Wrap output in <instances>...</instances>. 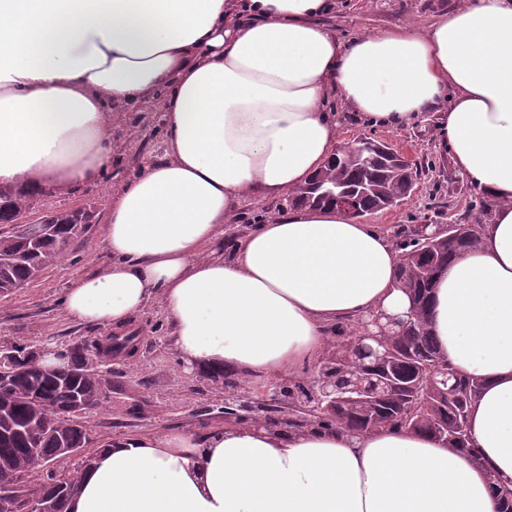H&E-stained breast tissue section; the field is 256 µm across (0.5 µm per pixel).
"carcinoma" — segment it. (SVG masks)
I'll use <instances>...</instances> for the list:
<instances>
[{"label":"carcinoma","instance_id":"cac0c4a2","mask_svg":"<svg viewBox=\"0 0 512 512\" xmlns=\"http://www.w3.org/2000/svg\"><path fill=\"white\" fill-rule=\"evenodd\" d=\"M419 169H407L395 161L379 156L367 163L352 162L341 156L332 157L324 168L305 186L289 195L293 205L334 206L327 187L350 191L358 197L361 214L376 213L389 201L401 203L409 198L410 183L416 182ZM28 208L27 195L15 187H0V294H9L18 286L33 280L37 271L52 268L65 260L70 243L87 233L92 214L85 208L59 211L41 223L21 221ZM53 225L44 233L41 224ZM416 227L410 229L408 248L402 251L399 283L408 289L416 303V317L404 333L383 336L373 345L384 350L396 348L402 355L398 370L403 382L417 376V364L442 357L430 332L426 312L434 280L422 276L423 268L441 273L461 253L478 245L474 225L469 224L461 236L438 234L426 243ZM350 337L343 326H336L335 350L318 365V370L336 377L357 378L366 369L360 363H346V344ZM103 342L109 344L112 356L131 357L140 344L134 331L109 333ZM95 343H82L65 351V360L52 371H42L32 362L34 354L23 342L8 349L15 357L7 386L0 387V481L16 476L42 473L39 484L45 512H66L68 501L79 491L78 472L63 473L44 466L67 457L66 449L85 446V429L65 422V411L71 406L95 409L103 402V385L89 368V349ZM455 392L437 404L409 397L405 389L389 392L372 416L357 407L340 406L330 416V424L349 427L358 432H372L387 427L408 428L432 435L448 430L447 448L465 457L471 464L483 467L485 461L467 432L470 405L479 382L454 375ZM41 394L54 401L48 411H38L32 396ZM490 487L500 505L499 512H512V499L502 494L509 484L493 471H488Z\"/></svg>","mask_w":512,"mask_h":512}]
</instances>
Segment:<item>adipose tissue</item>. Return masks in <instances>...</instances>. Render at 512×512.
<instances>
[{
    "instance_id": "adipose-tissue-1",
    "label": "adipose tissue",
    "mask_w": 512,
    "mask_h": 512,
    "mask_svg": "<svg viewBox=\"0 0 512 512\" xmlns=\"http://www.w3.org/2000/svg\"><path fill=\"white\" fill-rule=\"evenodd\" d=\"M332 9L0 0V185H98L111 110L160 99L165 158L122 179L109 260L60 304L119 329L160 299L184 369L260 383L316 368L338 321L407 311L401 252L379 225L302 206L228 255V216L321 169L339 145L330 100L390 128L433 113L455 169L496 204L428 310L451 368L480 383L469 430L485 467L401 428L172 430L99 449L69 512H498L486 473L512 480V0H464L424 27L347 40L322 22Z\"/></svg>"
}]
</instances>
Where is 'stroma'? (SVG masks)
Returning a JSON list of instances; mask_svg holds the SVG:
<instances>
[{
  "mask_svg": "<svg viewBox=\"0 0 512 512\" xmlns=\"http://www.w3.org/2000/svg\"><path fill=\"white\" fill-rule=\"evenodd\" d=\"M459 0H335L325 23L348 39L413 24L454 9ZM364 134L391 143L411 154L422 167L410 198L386 211L365 216L368 224L382 225L393 243L405 230L426 224L438 230L453 222L472 223L487 197L462 179L450 155L436 147L434 119L424 115L418 123L398 129L368 127L345 116L340 138ZM164 130L157 102L135 105L116 113L112 122V172L95 187H82L64 195L41 194L28 199L25 219L74 208L89 209L93 223L69 247L64 262L45 270L25 287L0 296V348L21 341L73 346L105 336V329L75 322L63 313L60 299L71 281L107 261L103 231L109 198L117 177L130 176L149 162L162 160ZM140 336L136 357L103 367L101 381L106 398L101 407L77 417L89 433L92 447L117 437L170 429L203 430L224 427V384L204 372L186 373L174 347L160 348L170 324L160 305L147 308L133 324Z\"/></svg>",
  "mask_w": 512,
  "mask_h": 512,
  "instance_id": "35a3bbf8",
  "label": "stroma"
}]
</instances>
